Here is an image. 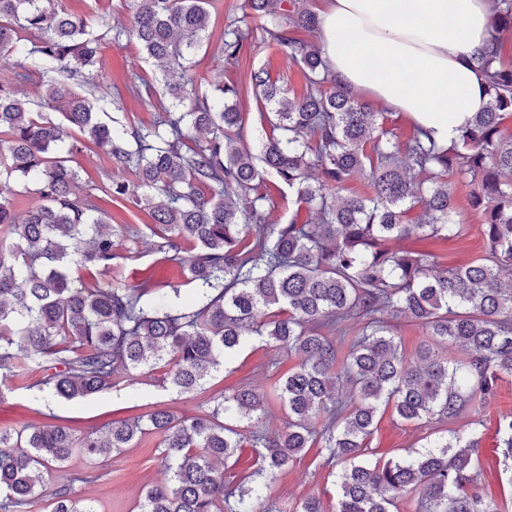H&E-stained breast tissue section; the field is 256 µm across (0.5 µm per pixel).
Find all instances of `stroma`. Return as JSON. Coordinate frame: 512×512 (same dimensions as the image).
<instances>
[{
	"instance_id": "1",
	"label": "stroma",
	"mask_w": 512,
	"mask_h": 512,
	"mask_svg": "<svg viewBox=\"0 0 512 512\" xmlns=\"http://www.w3.org/2000/svg\"><path fill=\"white\" fill-rule=\"evenodd\" d=\"M71 13L89 20L96 33L102 34V54L107 61L97 95L111 101L115 90H122V102L132 121L138 125L153 123L156 111L135 98L131 87L140 80H155L157 70L147 61L137 46L114 41L113 36L130 23L132 12L126 0H59ZM244 0H216L210 13V26L202 48L195 52L196 71L202 75L201 90L215 94L216 84L236 83L241 91L243 111L255 112L256 104L251 90L250 74L258 68L266 69L289 93H302L303 76L285 51L271 47L262 51L244 45L233 59H225L221 47L224 27L242 15ZM81 176V187L96 192L99 207L108 214L113 225L137 229V239L130 241V259L123 263L127 281H135L141 274L157 270L166 282L182 286L185 273L179 264L159 262L151 250L152 238L148 230L147 212L131 204L110 199L106 186L126 177L125 168L98 148L78 154L74 158ZM470 185H454L457 206L469 230L465 236L441 241L413 238L402 240L406 249L434 253L439 267L461 266L479 258L485 252V243L478 227L480 219L467 209ZM298 363L273 344L254 339L241 349L220 371L213 373L203 390L193 394H179L164 386L156 373L139 375L135 385L117 380L111 389L82 400L65 401L48 392L35 389L40 373L36 370L18 372L0 370V428L21 429L27 425L56 423L84 434L104 431L115 420L138 417L158 407H165L181 417H193L211 408L212 397L231 392L241 385H249L269 394L270 401L256 430H283L287 417L273 394L281 378ZM512 409V380L503 382L496 401L481 413L467 412L466 420H482V448L477 471L495 499L512 498V470H504L495 448V420L500 412ZM441 425L435 423H407L401 421L393 408L380 409L372 434L366 440L367 456L371 460H388L405 456L407 451L422 448L429 439L439 436ZM160 439L151 436L135 447L88 464L82 457H73L52 475L53 483H71L77 498L90 501L97 512H139V504L146 487L165 482L167 474L160 464ZM95 468L100 478L83 482L87 468ZM338 465L328 464L318 447L308 448L297 460L290 462L271 486L268 495L278 512H299L300 505L310 496L318 497L325 512H336V480Z\"/></svg>"
}]
</instances>
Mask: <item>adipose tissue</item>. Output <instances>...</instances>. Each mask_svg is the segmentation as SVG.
I'll use <instances>...</instances> for the list:
<instances>
[{
	"mask_svg": "<svg viewBox=\"0 0 512 512\" xmlns=\"http://www.w3.org/2000/svg\"><path fill=\"white\" fill-rule=\"evenodd\" d=\"M325 58L353 92L457 140L486 101L469 60L490 34L489 0H324Z\"/></svg>",
	"mask_w": 512,
	"mask_h": 512,
	"instance_id": "adipose-tissue-1",
	"label": "adipose tissue"
}]
</instances>
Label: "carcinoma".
I'll return each instance as SVG.
<instances>
[{
    "instance_id": "carcinoma-1",
    "label": "carcinoma",
    "mask_w": 512,
    "mask_h": 512,
    "mask_svg": "<svg viewBox=\"0 0 512 512\" xmlns=\"http://www.w3.org/2000/svg\"><path fill=\"white\" fill-rule=\"evenodd\" d=\"M129 3L131 24L116 36L155 60L163 77L161 87L137 90L159 105L149 126L129 124L117 99L111 121L99 111L101 37L85 18L55 0H0V56L30 59L43 85L36 105L0 84V187L11 178L37 185L21 212L0 192V369L34 365L45 371L36 386L67 401L138 371L160 370L163 382L193 394L265 336L301 357L277 394L288 423L245 440L238 423L258 420L268 395L243 385L200 415L160 407L112 422L103 437L63 425L0 429V512H31L52 472L75 454L94 460L149 434L161 440L167 480L147 488L140 512H271L270 485L316 441L343 464L336 512H399L411 494L416 512H500L474 468L476 429H450L375 463L365 440L383 405L404 422L454 423L494 401L512 375V133L503 132L512 117V61L503 56L512 0H492V39L470 59L485 76L487 101L449 146L417 128L400 140L387 113L336 80L320 46L297 37L319 29L304 0H244L250 23L224 30V56L246 42L258 51L277 46L303 73L305 92L293 98L265 69L251 73L258 136L237 85L218 87L215 101L197 92L192 56L208 28V0ZM75 129L132 175L108 193L149 212L153 250L187 267L191 301L168 304L181 288L164 287L154 271L136 284L73 276L75 268L120 273L127 241V227L112 226L96 199L78 192ZM450 177L474 186L468 205L487 247L467 265L439 270L434 255L389 242L464 234ZM357 178L367 191L344 194ZM280 184L298 203L286 224L270 215ZM388 313L429 336L412 356ZM351 320L360 333L341 356L332 336ZM450 346L464 356L449 361ZM495 434L511 460L512 412L497 416ZM246 443L259 482L230 487L222 464ZM48 508L95 512L69 484L53 490Z\"/></svg>"
}]
</instances>
